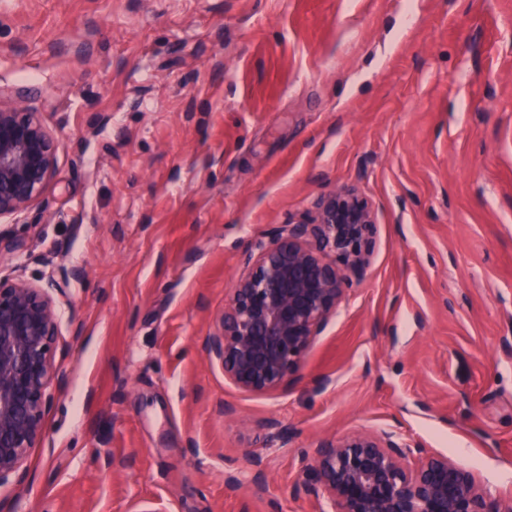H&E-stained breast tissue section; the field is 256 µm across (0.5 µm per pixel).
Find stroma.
<instances>
[{
    "mask_svg": "<svg viewBox=\"0 0 512 512\" xmlns=\"http://www.w3.org/2000/svg\"><path fill=\"white\" fill-rule=\"evenodd\" d=\"M1 87L58 153L0 274L85 275L0 512H331L300 455L356 429L512 497V0H0ZM340 185L370 261L243 392L203 350L243 252Z\"/></svg>",
    "mask_w": 512,
    "mask_h": 512,
    "instance_id": "35a3bbf8",
    "label": "stroma"
}]
</instances>
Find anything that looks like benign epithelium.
<instances>
[{
  "instance_id": "7a95c632",
  "label": "benign epithelium",
  "mask_w": 512,
  "mask_h": 512,
  "mask_svg": "<svg viewBox=\"0 0 512 512\" xmlns=\"http://www.w3.org/2000/svg\"><path fill=\"white\" fill-rule=\"evenodd\" d=\"M57 143L20 98L0 102V218L37 203L52 180ZM376 233L371 203L338 187L301 219L245 251L244 272L204 350L242 391L267 393L293 382L313 344L362 269ZM72 268L40 283L0 276V486L21 485L41 441L55 365L61 298ZM411 449L386 432L354 430L302 453L304 491L333 512H512V498L488 494L444 454L411 467Z\"/></svg>"
}]
</instances>
